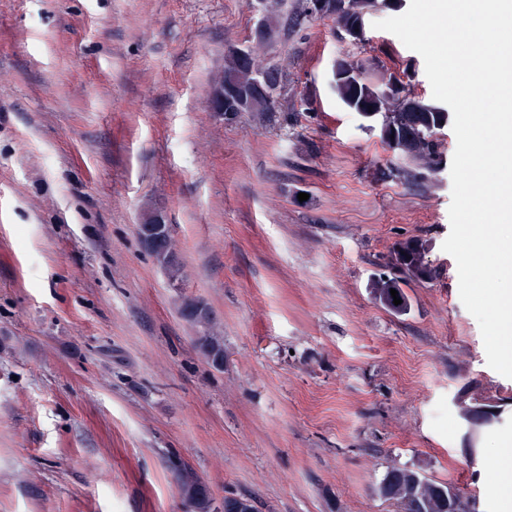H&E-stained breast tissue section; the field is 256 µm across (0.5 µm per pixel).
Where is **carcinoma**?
Returning a JSON list of instances; mask_svg holds the SVG:
<instances>
[{
  "label": "carcinoma",
  "instance_id": "1",
  "mask_svg": "<svg viewBox=\"0 0 512 512\" xmlns=\"http://www.w3.org/2000/svg\"><path fill=\"white\" fill-rule=\"evenodd\" d=\"M326 5L327 15L353 36L365 15L386 6V0H326ZM245 55L249 60H243L234 49L225 56L224 82L248 95L256 91V72L262 67L250 51H245ZM394 79L391 75L374 83L365 76L358 82L339 78L334 80V90L348 108L366 118L381 119L380 138L391 150L417 156L432 166L437 163V135L448 127L450 113L444 107L428 104L418 97L400 95ZM434 274L423 245L408 240L396 246L389 262V273L373 278L370 289L384 307L405 312L408 299L402 285L410 280H431ZM392 289L397 291L402 303H393ZM392 477L395 483L391 484V499L400 504L402 512H448V502L460 497L448 484L431 482L406 467L388 471L382 482Z\"/></svg>",
  "mask_w": 512,
  "mask_h": 512
}]
</instances>
